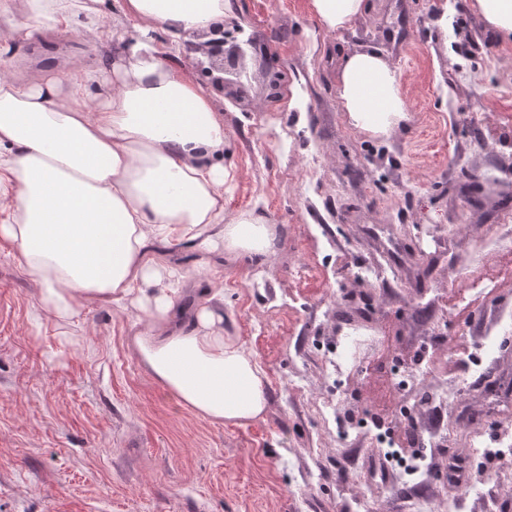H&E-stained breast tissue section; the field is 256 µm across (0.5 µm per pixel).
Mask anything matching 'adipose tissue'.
<instances>
[{
  "label": "adipose tissue",
  "mask_w": 512,
  "mask_h": 512,
  "mask_svg": "<svg viewBox=\"0 0 512 512\" xmlns=\"http://www.w3.org/2000/svg\"><path fill=\"white\" fill-rule=\"evenodd\" d=\"M44 31L97 36L112 26L116 54L72 71L29 78L0 70V243L9 245L54 320L92 302L133 308L146 321L130 338L142 367L213 424H245L267 407L265 373L224 332L220 293L191 314L177 298L182 268L154 245L191 243L267 257L264 217L224 216V117L178 66L181 39L223 20L230 0H0ZM333 31L366 0H310ZM338 100L355 129L387 135L408 117L396 71L374 51L347 55Z\"/></svg>",
  "instance_id": "ef3b65f1"
}]
</instances>
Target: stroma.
Masks as SVG:
<instances>
[{
	"instance_id": "35a3bbf8",
	"label": "stroma",
	"mask_w": 512,
	"mask_h": 512,
	"mask_svg": "<svg viewBox=\"0 0 512 512\" xmlns=\"http://www.w3.org/2000/svg\"><path fill=\"white\" fill-rule=\"evenodd\" d=\"M232 3L225 26L277 51L286 79L271 99L250 52L240 80L213 93L224 111V215L263 212L275 249L262 262L186 244L171 254L188 290L223 289L224 327L263 367L267 410L245 425L196 416L131 351L136 312L98 303L49 319L1 247L0 512H414L418 492L440 502L457 491L441 476L449 457L466 459L463 437L437 440L435 472L415 489L397 471L371 473L372 437L342 438L335 423L367 413L397 426L389 365L399 359L415 377L408 400L436 425L426 385L456 381V342L512 309V233L501 230L512 225V36L475 0H368L336 32L309 0ZM92 50L111 57L109 36L16 44L31 66L61 72ZM357 50L376 51L399 77L409 117L388 136L355 130L339 110L340 66ZM368 265L391 268L384 286L360 277ZM449 292L467 318L448 307ZM355 327L356 357L336 389L321 349ZM487 367L508 389L491 396L469 381L461 406H501L512 420V346ZM468 475L491 512L512 503V462Z\"/></svg>"
}]
</instances>
